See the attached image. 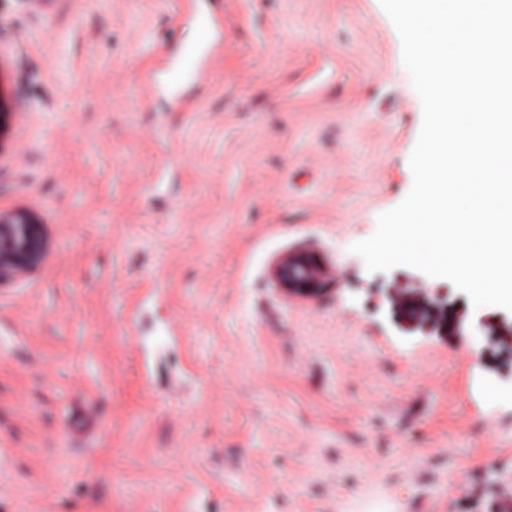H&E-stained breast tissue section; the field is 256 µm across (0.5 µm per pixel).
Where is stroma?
I'll use <instances>...</instances> for the list:
<instances>
[{
	"label": "stroma",
	"mask_w": 512,
	"mask_h": 512,
	"mask_svg": "<svg viewBox=\"0 0 512 512\" xmlns=\"http://www.w3.org/2000/svg\"><path fill=\"white\" fill-rule=\"evenodd\" d=\"M211 42L171 91V55ZM0 512H482L512 487V354L408 336L351 246L422 107L379 0H0ZM335 268L312 298L282 255ZM48 250L43 225L34 214L0 210V287L32 273ZM335 271L316 264L305 252L282 257L272 268V278L288 299L314 296L324 281Z\"/></svg>",
	"instance_id": "1"
}]
</instances>
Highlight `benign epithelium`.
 Listing matches in <instances>:
<instances>
[{"label":"benign epithelium","instance_id":"7a95c632","mask_svg":"<svg viewBox=\"0 0 512 512\" xmlns=\"http://www.w3.org/2000/svg\"><path fill=\"white\" fill-rule=\"evenodd\" d=\"M49 241L38 218L26 211H0V285L17 281L41 265ZM335 272L316 264L306 253H290L276 262L272 278L289 299L314 296ZM393 319L404 330L425 337L456 336L479 345V359L487 351L512 350V318L498 315L491 322L468 321L440 293H432L416 280L397 279L386 289Z\"/></svg>","mask_w":512,"mask_h":512}]
</instances>
